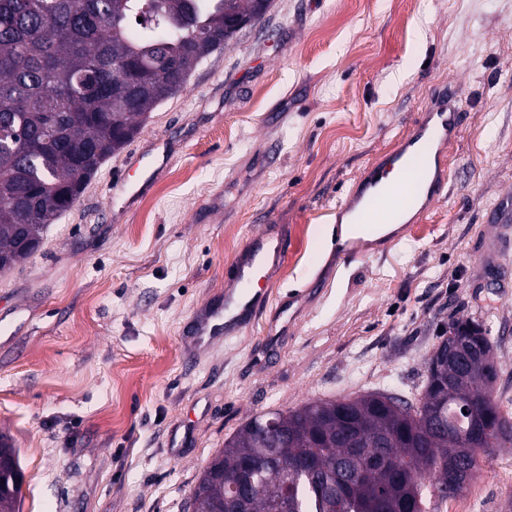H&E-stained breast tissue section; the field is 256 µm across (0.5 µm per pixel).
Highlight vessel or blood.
Segmentation results:
<instances>
[{
    "mask_svg": "<svg viewBox=\"0 0 512 512\" xmlns=\"http://www.w3.org/2000/svg\"><path fill=\"white\" fill-rule=\"evenodd\" d=\"M461 122V107L446 89L432 95L424 112L418 113L397 149L386 153L337 208L338 217H351L363 232L380 224H395L416 203L431 206L440 198L447 183L443 143L451 141ZM397 170L395 183H382L389 170ZM285 259L280 233L266 225L254 236L252 246L233 265V283L224 297L233 316L222 329L235 335L249 317L257 315L262 301L251 288L257 270L273 273Z\"/></svg>",
    "mask_w": 512,
    "mask_h": 512,
    "instance_id": "b4317fda",
    "label": "vessel or blood"
}]
</instances>
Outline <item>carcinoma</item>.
Wrapping results in <instances>:
<instances>
[{
	"label": "carcinoma",
	"instance_id": "cac0c4a2",
	"mask_svg": "<svg viewBox=\"0 0 512 512\" xmlns=\"http://www.w3.org/2000/svg\"><path fill=\"white\" fill-rule=\"evenodd\" d=\"M190 6L186 25L173 2ZM272 0H0V272L36 251L101 164L192 67L262 21ZM480 324L457 319L426 360L414 406L388 392L256 415L224 442L196 485L193 512H215L249 483L239 512H426L448 492V464L512 444V413ZM292 469H283V463Z\"/></svg>",
	"mask_w": 512,
	"mask_h": 512
}]
</instances>
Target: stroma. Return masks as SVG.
Returning a JSON list of instances; mask_svg holds the SVG:
<instances>
[{
  "label": "stroma",
  "instance_id": "35a3bbf8",
  "mask_svg": "<svg viewBox=\"0 0 512 512\" xmlns=\"http://www.w3.org/2000/svg\"><path fill=\"white\" fill-rule=\"evenodd\" d=\"M464 120L445 196L354 259L336 208L435 89ZM140 184L117 188V175ZM512 0H273L195 65L42 246L0 273V434L16 512H191L253 416L388 391L417 402L457 318L482 322L512 404ZM288 260L253 328L196 341L262 225ZM512 512V447L427 512Z\"/></svg>",
  "mask_w": 512,
  "mask_h": 512
}]
</instances>
